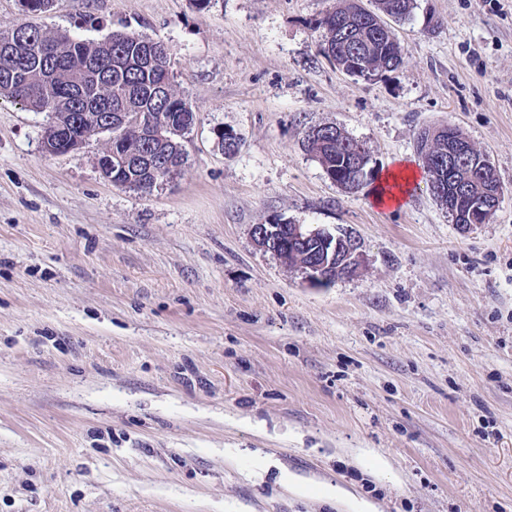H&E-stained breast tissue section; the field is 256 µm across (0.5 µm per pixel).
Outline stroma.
I'll return each mask as SVG.
<instances>
[{
  "mask_svg": "<svg viewBox=\"0 0 512 512\" xmlns=\"http://www.w3.org/2000/svg\"><path fill=\"white\" fill-rule=\"evenodd\" d=\"M341 3L0 0L2 30L167 44L197 116L143 193L99 171L107 134L45 153L51 114L0 97V512H512V0H414L368 82L321 50ZM324 123L370 158L357 194L304 143ZM445 124L498 175L491 219L422 176L376 206ZM256 224L346 230L364 265L313 286ZM416 179L417 173L415 172V169L409 164L400 163L397 165L396 171H387L385 173V175L382 177V180H380L379 190L381 187L394 182H404L405 186H407L411 183H415ZM379 190L374 194V201L378 205L384 204L386 201L389 203V205H399L404 199V191H401L400 195H396L390 192L388 195H386L385 191Z\"/></svg>",
  "mask_w": 512,
  "mask_h": 512,
  "instance_id": "obj_1",
  "label": "stroma"
}]
</instances>
